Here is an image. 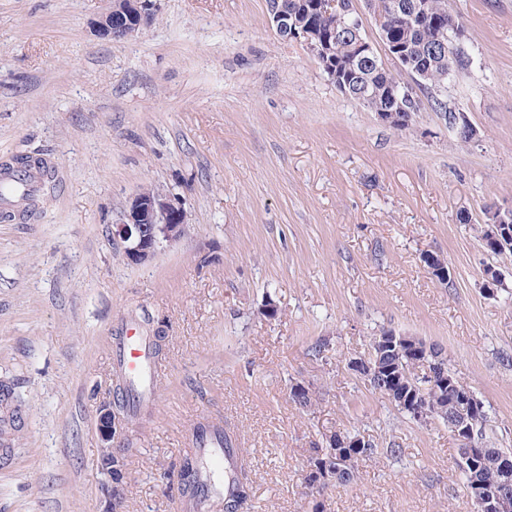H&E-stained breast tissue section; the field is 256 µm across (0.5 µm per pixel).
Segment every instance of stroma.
<instances>
[{"label":"stroma","mask_w":512,"mask_h":512,"mask_svg":"<svg viewBox=\"0 0 512 512\" xmlns=\"http://www.w3.org/2000/svg\"><path fill=\"white\" fill-rule=\"evenodd\" d=\"M109 4L0 0V164L28 153L54 174L26 221L0 219V381L25 414L0 512H103L97 411L132 322L165 339L152 404L120 418L119 512H188L172 475L207 418L243 450L246 512H473L447 426L346 363L387 330L437 345L492 447L512 448V252L474 230L512 208V0H448L470 63L443 92L477 132L466 144L432 102L400 132L345 97L266 0H157L150 27L112 42L93 29ZM147 185L180 198L189 227L131 265L112 226ZM336 428L379 452L355 483L309 494ZM486 227L480 228L479 238L482 241L484 248L493 254H501L505 251L512 252V240L511 242H505L502 244H492L486 241L488 234L486 232V228L489 227V224L492 225H502L505 227L508 236H512V232H510L508 225L512 226V210L511 208H496L493 211L487 213V221ZM507 225V226H506Z\"/></svg>","instance_id":"1"}]
</instances>
